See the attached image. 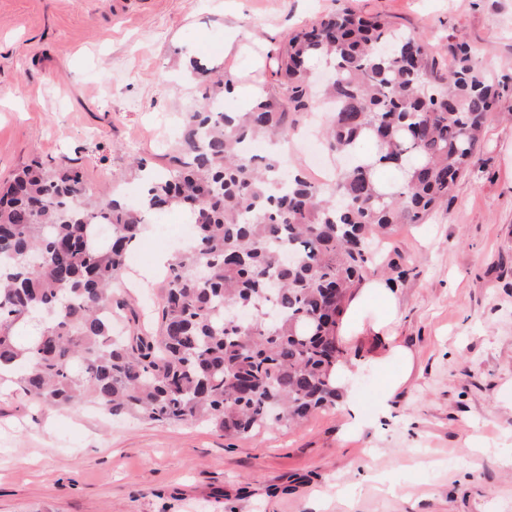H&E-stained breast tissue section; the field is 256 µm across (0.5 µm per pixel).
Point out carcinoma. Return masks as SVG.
Wrapping results in <instances>:
<instances>
[{"instance_id":"carcinoma-1","label":"carcinoma","mask_w":512,"mask_h":512,"mask_svg":"<svg viewBox=\"0 0 512 512\" xmlns=\"http://www.w3.org/2000/svg\"><path fill=\"white\" fill-rule=\"evenodd\" d=\"M452 56L440 74L423 35L345 8L288 37L273 92L251 108L189 113L170 168L144 174L136 208L93 199L79 173L32 160L0 186V372L41 406L203 420L229 437L333 404L346 303L380 260L373 235L421 224L448 200L505 92L470 48ZM317 62L332 76L329 146L353 159L332 186L281 163L288 114L310 108ZM263 139L272 148L250 153ZM383 167L400 184L381 183ZM169 207L196 232L167 267L157 334L115 336L112 303L144 216ZM19 327L32 341L18 342Z\"/></svg>"}]
</instances>
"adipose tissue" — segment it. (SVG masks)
<instances>
[{"mask_svg":"<svg viewBox=\"0 0 512 512\" xmlns=\"http://www.w3.org/2000/svg\"><path fill=\"white\" fill-rule=\"evenodd\" d=\"M397 317L396 297L390 284L382 278L364 280L353 292L345 312L344 339L350 340L365 332L381 333ZM414 358L404 346L391 344L379 354L342 361L336 364L330 380L343 401L346 436H357L364 432L367 423L360 401L352 394L354 379L359 373L377 371L383 383L377 393L379 416H387L390 400L412 376Z\"/></svg>","mask_w":512,"mask_h":512,"instance_id":"ef3b65f1","label":"adipose tissue"}]
</instances>
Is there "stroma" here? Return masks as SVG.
<instances>
[{"label":"stroma","mask_w":512,"mask_h":512,"mask_svg":"<svg viewBox=\"0 0 512 512\" xmlns=\"http://www.w3.org/2000/svg\"><path fill=\"white\" fill-rule=\"evenodd\" d=\"M344 6L427 35L441 67L459 42L493 78L512 77V0H0V184L37 157L80 171L93 196L135 204L134 158L167 168L168 126L202 99L193 66L235 72L227 104L244 108L289 34ZM295 121L288 168L305 172L326 114ZM322 159L331 172L345 164L325 148ZM188 223L174 208L146 224L117 327L132 313L155 326L143 307L163 286L154 263ZM383 255L407 272L399 318L344 356L396 343L415 368L380 420L379 374L354 381L363 435L344 438L338 405L228 440L208 424L43 409L1 380L0 512H512V90L449 202L397 225Z\"/></svg>","instance_id":"obj_1"}]
</instances>
